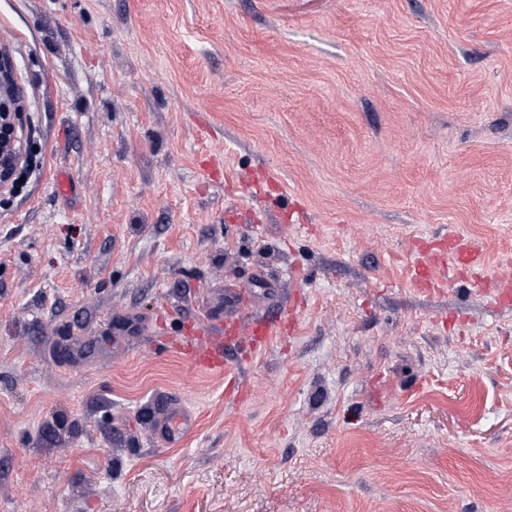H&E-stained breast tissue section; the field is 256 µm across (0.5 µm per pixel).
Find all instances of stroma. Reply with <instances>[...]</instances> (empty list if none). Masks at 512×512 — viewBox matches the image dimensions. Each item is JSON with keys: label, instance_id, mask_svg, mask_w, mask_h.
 <instances>
[{"label": "stroma", "instance_id": "35a3bbf8", "mask_svg": "<svg viewBox=\"0 0 512 512\" xmlns=\"http://www.w3.org/2000/svg\"><path fill=\"white\" fill-rule=\"evenodd\" d=\"M1 43L45 160L0 204V512H512V302L407 253L512 290V0H0ZM241 290L291 332L195 371ZM436 251L430 248L421 250L424 258H418L412 265V279L420 288L453 287L457 273H467L470 292L488 293L490 288H498L497 275L492 270L486 254L477 242L465 239L451 230L448 236L435 244ZM455 275L448 276V269ZM200 333H191L176 343L174 349L183 360L196 370L223 374L224 336L202 338ZM195 424L196 419L189 412L183 409H170L155 422L154 436L162 444L178 445L191 433Z\"/></svg>", "mask_w": 512, "mask_h": 512}]
</instances>
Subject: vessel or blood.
Here are the masks:
<instances>
[{"label": "vessel or blood", "mask_w": 512, "mask_h": 512, "mask_svg": "<svg viewBox=\"0 0 512 512\" xmlns=\"http://www.w3.org/2000/svg\"><path fill=\"white\" fill-rule=\"evenodd\" d=\"M411 272L415 285L426 289L453 286L458 273L468 274V286L474 292L486 293L497 285V276L482 246L454 231L437 242L435 251L425 252L422 258L416 259ZM286 321L283 314L253 321L245 327L229 321L224 325L223 335L204 338L194 333L176 343L174 349L194 369L220 374L224 371L225 341H232L253 354L267 345ZM195 424L192 414L174 408L158 417L154 436L162 444L174 446L184 441Z\"/></svg>", "instance_id": "obj_1"}]
</instances>
